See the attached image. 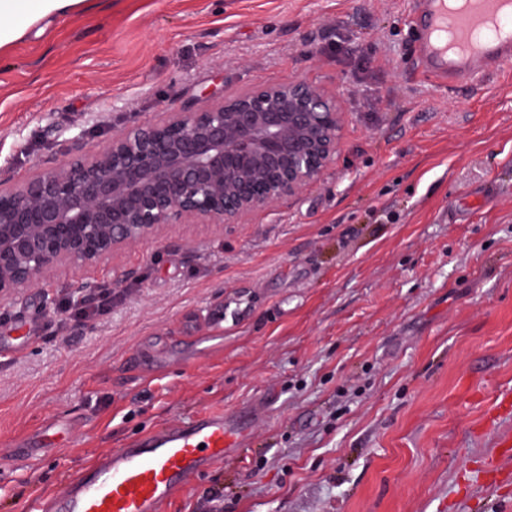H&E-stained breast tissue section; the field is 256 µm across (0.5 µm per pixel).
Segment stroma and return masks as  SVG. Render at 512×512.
<instances>
[{
	"mask_svg": "<svg viewBox=\"0 0 512 512\" xmlns=\"http://www.w3.org/2000/svg\"><path fill=\"white\" fill-rule=\"evenodd\" d=\"M94 2L0 59L12 181L259 80L338 92L346 128L300 198L84 269L112 290L84 325L38 306L68 268L0 300V453L57 429L0 475V512L219 409L252 417L239 451L164 512H512V418L487 420L512 389V70L411 78L407 0Z\"/></svg>",
	"mask_w": 512,
	"mask_h": 512,
	"instance_id": "obj_1",
	"label": "stroma"
}]
</instances>
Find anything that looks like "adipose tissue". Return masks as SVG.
I'll return each instance as SVG.
<instances>
[{
	"label": "adipose tissue",
	"instance_id": "1",
	"mask_svg": "<svg viewBox=\"0 0 512 512\" xmlns=\"http://www.w3.org/2000/svg\"><path fill=\"white\" fill-rule=\"evenodd\" d=\"M88 0H0V51L58 19L85 12Z\"/></svg>",
	"mask_w": 512,
	"mask_h": 512
}]
</instances>
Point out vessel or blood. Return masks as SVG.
Masks as SVG:
<instances>
[{"mask_svg":"<svg viewBox=\"0 0 512 512\" xmlns=\"http://www.w3.org/2000/svg\"><path fill=\"white\" fill-rule=\"evenodd\" d=\"M413 75L448 88L512 67V0H411ZM242 427L223 412L149 432L106 451L30 512H162L188 479L239 446Z\"/></svg>","mask_w":512,"mask_h":512,"instance_id":"obj_1","label":"vessel or blood"}]
</instances>
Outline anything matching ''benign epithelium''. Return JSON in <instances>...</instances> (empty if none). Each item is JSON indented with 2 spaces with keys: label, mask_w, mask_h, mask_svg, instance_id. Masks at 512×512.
<instances>
[{
  "label": "benign epithelium",
  "mask_w": 512,
  "mask_h": 512,
  "mask_svg": "<svg viewBox=\"0 0 512 512\" xmlns=\"http://www.w3.org/2000/svg\"><path fill=\"white\" fill-rule=\"evenodd\" d=\"M346 111L305 80L259 82L112 131L22 182L0 177V299L89 268L171 224H244L335 163Z\"/></svg>",
  "instance_id": "1"
}]
</instances>
